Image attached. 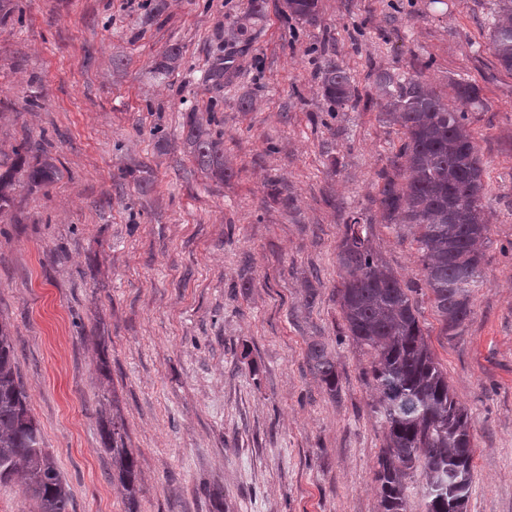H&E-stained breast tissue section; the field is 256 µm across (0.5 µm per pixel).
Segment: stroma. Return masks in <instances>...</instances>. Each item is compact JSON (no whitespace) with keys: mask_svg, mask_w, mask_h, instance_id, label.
Returning a JSON list of instances; mask_svg holds the SVG:
<instances>
[{"mask_svg":"<svg viewBox=\"0 0 512 512\" xmlns=\"http://www.w3.org/2000/svg\"><path fill=\"white\" fill-rule=\"evenodd\" d=\"M14 0L0 22V167L47 142L60 174L15 175L0 217V320L71 512H126L99 413L114 394L141 470L140 512H380L385 431L370 352L343 337L338 246L349 217L413 287L426 339L471 415L467 512H512V73L488 49L495 0ZM179 67L153 72L170 47ZM231 82L204 79L217 49ZM372 93L377 73L420 74L444 102L478 85L468 128L483 160L484 283L446 336L410 234L387 224L378 173L401 145L382 101L329 111L327 61ZM251 107L242 110L240 102ZM224 138L232 177H205L181 114ZM147 171L141 192L129 169ZM278 186L292 207L274 203ZM336 348L337 394L306 349ZM288 13L308 23H314L319 18V0H284Z\"/></svg>","mask_w":512,"mask_h":512,"instance_id":"obj_1","label":"stroma"}]
</instances>
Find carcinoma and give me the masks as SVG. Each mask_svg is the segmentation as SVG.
Listing matches in <instances>:
<instances>
[{
	"label": "carcinoma",
	"instance_id": "1",
	"mask_svg": "<svg viewBox=\"0 0 512 512\" xmlns=\"http://www.w3.org/2000/svg\"><path fill=\"white\" fill-rule=\"evenodd\" d=\"M288 13L308 23L319 18V0H284ZM489 50L512 73V0H497ZM181 50L173 46L155 62L165 76L179 67ZM224 56L205 73V81L224 85ZM387 115L404 135L393 171L382 170L377 202L387 223L413 234L445 336H457L469 321L473 290L483 283L481 264L488 240L483 199L485 168L467 129V112L451 108L425 89L417 76L376 75ZM324 102L332 109L368 106L344 66L331 61L320 75ZM463 106L479 101L478 87L456 82ZM184 145L200 171L216 183L230 176L224 166V139L214 134L195 111L182 117ZM31 147L14 149L11 166L0 173V214L13 203L14 172L26 169L30 187H47L58 168L45 157L27 160ZM342 288L339 303L347 336L373 353L371 376L377 392L375 413L386 430V444L375 469L382 512H407L408 479L425 472L422 496L426 512H448L458 501L466 512L473 484L474 445L471 417L448 382L420 325L412 289L377 257L364 225L353 217L345 224L338 253ZM306 360L313 376L336 394V359L328 345L308 343ZM126 426L119 414L104 424V451L112 460L128 512H139L140 470L125 443ZM20 480L38 512H69L72 497L32 414L30 395L16 366L11 325L0 322V484Z\"/></svg>",
	"mask_w": 512,
	"mask_h": 512
}]
</instances>
